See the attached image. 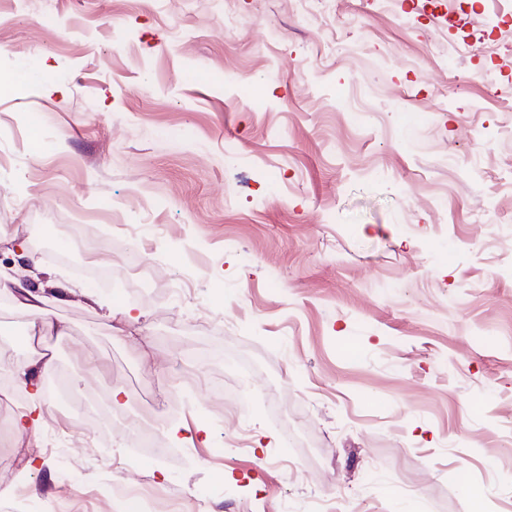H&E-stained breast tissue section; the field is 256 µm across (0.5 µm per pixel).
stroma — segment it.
Returning a JSON list of instances; mask_svg holds the SVG:
<instances>
[{
	"label": "stroma",
	"mask_w": 512,
	"mask_h": 512,
	"mask_svg": "<svg viewBox=\"0 0 512 512\" xmlns=\"http://www.w3.org/2000/svg\"><path fill=\"white\" fill-rule=\"evenodd\" d=\"M22 65L0 266L66 332L0 308V358L125 396L102 428L43 394L0 512H512V0H0ZM71 224L112 280L53 259ZM53 369L52 355L47 352H32L21 363H15L12 366V374L18 384L26 387L31 383L33 374L49 375L53 372ZM126 438L136 447L148 448V454L159 459H167L169 448H163L156 440L155 435L145 429L129 430ZM112 501L120 502L125 511L135 512H176L174 510H156L160 503L157 494L139 491L130 486L116 485L112 488Z\"/></svg>",
	"instance_id": "stroma-1"
}]
</instances>
